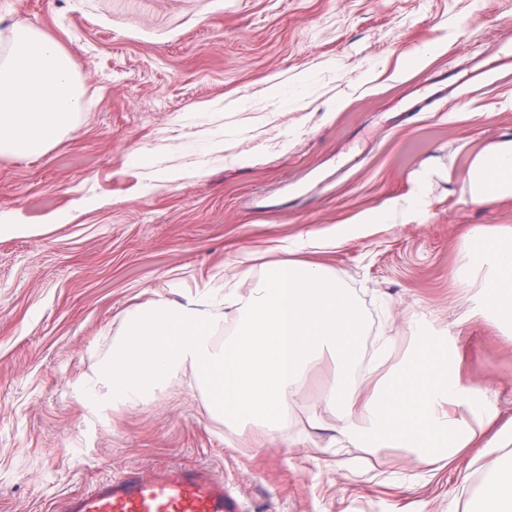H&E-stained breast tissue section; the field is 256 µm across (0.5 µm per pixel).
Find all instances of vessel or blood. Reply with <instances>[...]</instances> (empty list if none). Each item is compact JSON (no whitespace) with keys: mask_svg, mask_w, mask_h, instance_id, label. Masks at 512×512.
I'll return each instance as SVG.
<instances>
[{"mask_svg":"<svg viewBox=\"0 0 512 512\" xmlns=\"http://www.w3.org/2000/svg\"><path fill=\"white\" fill-rule=\"evenodd\" d=\"M512 62V29L487 52L474 57L466 80ZM59 512H240L224 481L203 469H167L143 477L130 469L121 476L67 496Z\"/></svg>","mask_w":512,"mask_h":512,"instance_id":"b4317fda","label":"vessel or blood"}]
</instances>
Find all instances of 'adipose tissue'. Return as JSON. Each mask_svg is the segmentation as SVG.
<instances>
[{
    "instance_id": "adipose-tissue-1",
    "label": "adipose tissue",
    "mask_w": 512,
    "mask_h": 512,
    "mask_svg": "<svg viewBox=\"0 0 512 512\" xmlns=\"http://www.w3.org/2000/svg\"><path fill=\"white\" fill-rule=\"evenodd\" d=\"M81 108L70 56L25 19H14L0 43V154L44 155ZM433 175L429 168L419 171L405 203L360 214L358 223L418 220ZM466 179L471 203L512 198V140L479 154ZM481 267L487 270L481 313L512 326V239L476 225L467 234L461 268L468 274ZM227 318L234 322L232 334L216 338ZM409 325L419 337L417 350L370 397L361 398L357 369L367 333L364 312L322 266L277 264L244 295L230 291L219 300L204 295L126 311L123 334L88 391L116 406H142L189 369L214 419L231 429L254 426L272 440L283 431L288 405L312 365L326 354L335 361L336 378L319 404L335 416L342 436L370 447L390 440L449 460L477 438L449 407L485 416L484 391L461 382L447 346L429 334L424 317L411 316ZM488 446L498 453L496 471L482 483L469 512H512V423Z\"/></svg>"
}]
</instances>
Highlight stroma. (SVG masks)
Segmentation results:
<instances>
[{"label":"stroma","mask_w":512,"mask_h":512,"mask_svg":"<svg viewBox=\"0 0 512 512\" xmlns=\"http://www.w3.org/2000/svg\"><path fill=\"white\" fill-rule=\"evenodd\" d=\"M77 66L84 107L38 158L0 156V512H55L136 468L204 466L246 512H466L512 419V335L461 281L464 234L512 235V198L470 203L466 173L512 140V65L420 106V84L466 64L512 21V0H0ZM431 167L420 224H363L300 253L363 308L400 365L425 315L494 413L449 464L340 436L318 409L335 377L315 361L262 443L228 431L181 383L143 407L92 409L85 389L135 306L247 292L288 243L408 193Z\"/></svg>","instance_id":"35a3bbf8"}]
</instances>
